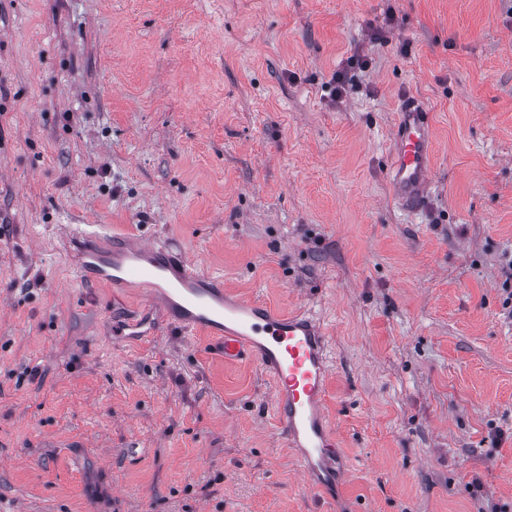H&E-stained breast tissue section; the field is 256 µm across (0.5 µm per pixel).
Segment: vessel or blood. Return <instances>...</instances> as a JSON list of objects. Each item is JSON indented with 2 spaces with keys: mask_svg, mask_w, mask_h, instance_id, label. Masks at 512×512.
Wrapping results in <instances>:
<instances>
[{
  "mask_svg": "<svg viewBox=\"0 0 512 512\" xmlns=\"http://www.w3.org/2000/svg\"><path fill=\"white\" fill-rule=\"evenodd\" d=\"M433 171V130L425 105L404 96L385 165L395 202L419 210ZM69 244L85 279L114 288L146 287L144 308L162 310L183 331L201 329L224 347L225 359L250 356L274 383L273 406L282 439L293 450L306 484L334 498L345 468L336 431L324 409L330 361L325 332L309 313L283 314L225 289L200 272L173 242L107 234L101 225L78 226Z\"/></svg>",
  "mask_w": 512,
  "mask_h": 512,
  "instance_id": "b4317fda",
  "label": "vessel or blood"
}]
</instances>
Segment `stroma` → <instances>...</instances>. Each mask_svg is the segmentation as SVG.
Segmentation results:
<instances>
[{
  "label": "stroma",
  "mask_w": 512,
  "mask_h": 512,
  "mask_svg": "<svg viewBox=\"0 0 512 512\" xmlns=\"http://www.w3.org/2000/svg\"><path fill=\"white\" fill-rule=\"evenodd\" d=\"M406 92L417 214L384 173ZM1 224L0 512H475L476 479L512 512V0H0ZM79 224L317 319L335 502L254 360L158 313L113 336L140 299L79 276ZM433 171V130L425 105L407 95L393 126L392 146L385 165L395 202L418 211L426 199Z\"/></svg>",
  "instance_id": "1"
}]
</instances>
